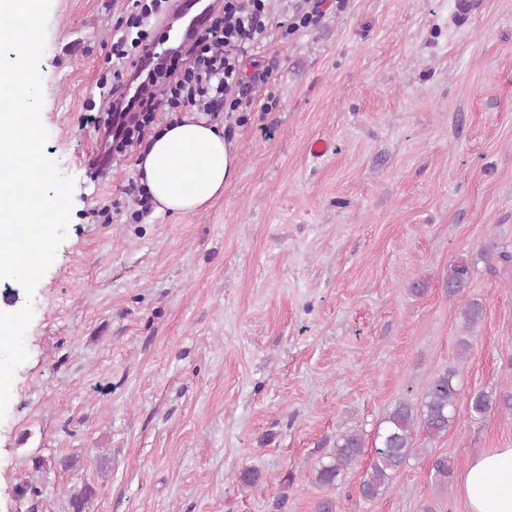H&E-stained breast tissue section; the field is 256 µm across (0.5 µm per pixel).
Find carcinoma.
I'll return each mask as SVG.
<instances>
[{
  "label": "carcinoma",
  "instance_id": "carcinoma-1",
  "mask_svg": "<svg viewBox=\"0 0 512 512\" xmlns=\"http://www.w3.org/2000/svg\"><path fill=\"white\" fill-rule=\"evenodd\" d=\"M470 277L471 267L466 260L452 263L444 283L448 297L455 298L463 293ZM462 314L467 327L473 328L483 319V305L472 300L463 307ZM455 377L456 371L447 369L433 379L418 405L400 400L388 410L377 428L374 454L359 485L361 498L373 500L390 488L397 473L417 451L413 443L414 431L421 430L430 438L448 431L456 416L458 388ZM469 411L470 416L479 419L496 412L512 415V392L497 395L480 391L470 398ZM364 452L365 442L359 433L348 431L336 435L334 448L315 464V483L330 494L315 503L313 512H336L332 491L346 470L360 465ZM456 469V463L446 456H438L431 463L434 479L442 486L452 481Z\"/></svg>",
  "mask_w": 512,
  "mask_h": 512
}]
</instances>
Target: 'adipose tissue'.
Wrapping results in <instances>:
<instances>
[{
	"label": "adipose tissue",
	"instance_id": "adipose-tissue-1",
	"mask_svg": "<svg viewBox=\"0 0 512 512\" xmlns=\"http://www.w3.org/2000/svg\"><path fill=\"white\" fill-rule=\"evenodd\" d=\"M236 164L223 131L187 115L152 136L137 168L158 210L182 215L218 196ZM459 491L468 512H512V448H494L475 457Z\"/></svg>",
	"mask_w": 512,
	"mask_h": 512
}]
</instances>
